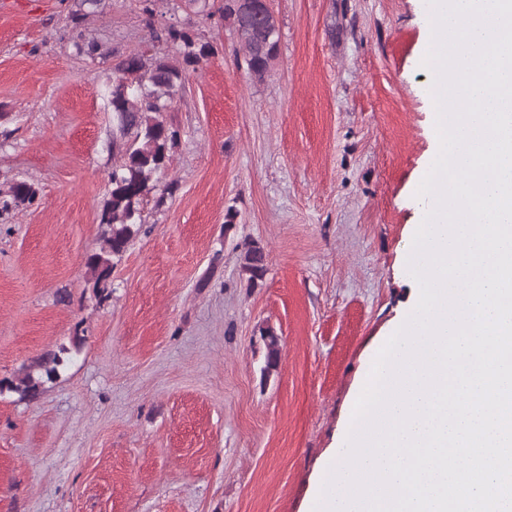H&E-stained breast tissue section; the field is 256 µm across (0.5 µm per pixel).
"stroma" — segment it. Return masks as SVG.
<instances>
[{
	"label": "stroma",
	"mask_w": 512,
	"mask_h": 512,
	"mask_svg": "<svg viewBox=\"0 0 512 512\" xmlns=\"http://www.w3.org/2000/svg\"><path fill=\"white\" fill-rule=\"evenodd\" d=\"M159 5L217 51L163 115L171 165L101 304L85 258L121 161L106 90L148 44L140 2L101 0L78 32L72 0H0V190H38L0 218V381L71 349L37 399L0 393V512H311L419 290L403 255L432 148L421 0H273L260 82L229 27ZM80 35L110 58L77 54ZM249 242L268 267L252 287ZM241 256V272L247 276L249 286L261 281L267 272V256L264 248L258 243L244 245Z\"/></svg>",
	"instance_id": "obj_1"
}]
</instances>
